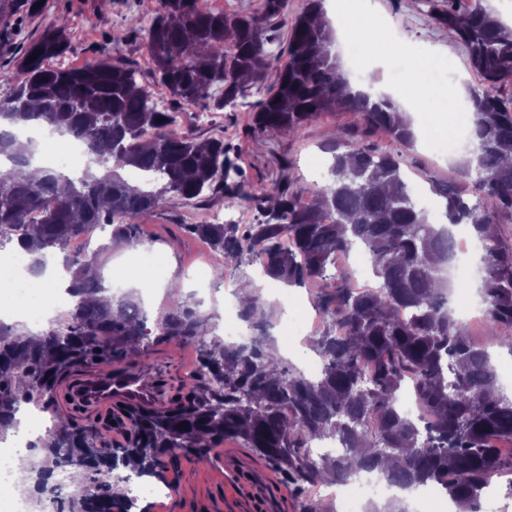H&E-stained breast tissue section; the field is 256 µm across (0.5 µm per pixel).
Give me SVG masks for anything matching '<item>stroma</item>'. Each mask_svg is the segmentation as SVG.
<instances>
[{"label": "stroma", "mask_w": 512, "mask_h": 512, "mask_svg": "<svg viewBox=\"0 0 512 512\" xmlns=\"http://www.w3.org/2000/svg\"><path fill=\"white\" fill-rule=\"evenodd\" d=\"M373 17L377 23L396 29L410 43L429 47L446 55L450 72L462 76L464 86L478 85L480 77L474 70L455 33L447 27L434 24L425 0H371ZM154 0H43L37 13L25 19L22 26L14 24L11 0H0V30L7 31L8 40L0 46V70L12 72L13 58L24 43L59 18L70 22L71 51L68 59L80 65L95 56L108 32L124 29L129 14L151 18ZM266 89L260 85L248 90L247 104L232 110L224 109L212 114L208 123L197 120L196 105L183 103L178 107L179 128L209 136L220 133L235 134L239 147L238 163L252 180L268 184L279 180L281 160H289L288 171L293 189L302 198L321 186L324 179L314 175L311 165L319 160L329 162L330 156L321 149L331 133L350 130L360 124L353 112L326 113L320 119L305 125L298 136L281 135L267 138L250 134L248 113L250 105L262 100ZM403 171L408 180L418 182L424 191H431L437 183L452 180L459 187H467L468 179L458 176L448 161L434 156L430 145L414 144L402 151ZM209 210L188 209L180 205H165L140 230L135 248L121 247L105 257L104 271H111L124 279L134 278L136 272L150 274L144 285L151 293L146 307L149 318L171 305L169 293L172 282H180L182 297L199 304L202 314L211 316L216 327L224 325V293L244 281H254L262 289L263 299L273 305L274 319L271 329L282 356L290 367L306 370L308 362L317 360L310 349L311 332L304 328L306 319L319 315L315 305V291L311 288H286L280 283L257 273L254 264L224 263L225 275L217 283L215 293H204L198 285L201 276L197 265L208 254L205 243L180 233L182 223L208 219ZM199 350L194 345L173 343L150 344L147 363L150 376L173 386L195 371ZM166 496L152 501L151 512H248L253 495L268 490L276 502L275 512H303L305 501L325 504L330 512H363L365 501L340 502L335 495L324 494L322 488L311 489L301 495L286 489L280 476L268 467L253 449L238 442L217 443L207 462L181 455L169 464L165 474Z\"/></svg>", "instance_id": "obj_1"}]
</instances>
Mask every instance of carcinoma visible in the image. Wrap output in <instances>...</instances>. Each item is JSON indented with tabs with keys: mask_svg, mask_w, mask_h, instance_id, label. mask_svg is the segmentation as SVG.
I'll return each mask as SVG.
<instances>
[{
	"mask_svg": "<svg viewBox=\"0 0 512 512\" xmlns=\"http://www.w3.org/2000/svg\"><path fill=\"white\" fill-rule=\"evenodd\" d=\"M456 0L434 10L432 19L457 33L482 78L468 93L474 139L460 161L477 204L449 182L438 186L451 224H470L493 244L483 268L482 302L497 332V345L512 353V239L500 226L512 223V99L499 89L512 84V27L500 13ZM199 0H156L154 16L131 15L127 28L108 36L80 67H49L50 58L70 50L69 24L44 30L15 58L23 79L0 73V121L14 126L37 121L62 136L82 139L91 155L77 180L50 169L25 173L30 144L0 128V248L14 241L31 255L32 274L59 251L76 298L66 318L38 334L0 320V439L18 426L20 402L37 395L45 404L61 400L65 372L94 368L146 367L150 342L194 343L196 373L167 396L160 411L116 405L106 424L126 432L121 445L107 447L66 414L48 438L32 445L43 457L22 486L33 483L36 501L53 512H150L128 497L120 473L164 480L178 454L209 458L227 439L254 449L288 487L346 482L366 469L409 489L436 484L457 512H482L483 493L493 478L512 472V392L498 385L488 347L473 341L467 324L449 306L454 288L446 270L451 233L433 224L414 200L397 152L371 145L381 131L410 145L412 122L387 95L351 89L334 50L335 35L323 19L325 0H308L290 15L288 0H266V12H215ZM132 37L144 42V63L171 101L202 111L244 106L246 88L267 85L255 107L251 130L264 136L297 135L323 112L352 111L360 130L331 137L321 146L331 155L329 182L302 200L287 175L273 185L250 181L231 156L224 135L171 131L177 113L159 111L152 86L121 54ZM154 174L148 187L132 185L125 168ZM253 205V224L205 221L181 225L190 236L232 260L257 262L264 276L303 288L326 279L336 254L359 243L368 251L377 288H355L347 272L332 278L333 293L317 305L331 318L315 338L323 360L312 380L285 368L267 336L261 297L242 309L258 336L229 344L213 334L208 319L189 301L174 302L148 330L147 315L133 294L108 291L102 258L119 244L138 241L139 229L167 200L196 207L224 201V193ZM91 224L110 228L97 253L70 252L68 242ZM409 311L403 317L401 310ZM345 329L340 336L336 327ZM413 384L424 416L409 417L399 406L405 381ZM382 417L377 430L372 415ZM341 439L345 452L309 456L315 439ZM80 472L82 483L62 491L57 471Z\"/></svg>",
	"mask_w": 512,
	"mask_h": 512,
	"instance_id": "1",
	"label": "carcinoma"
}]
</instances>
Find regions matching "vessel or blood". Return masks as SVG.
<instances>
[{"label":"vessel or blood","instance_id":"b4317fda","mask_svg":"<svg viewBox=\"0 0 512 512\" xmlns=\"http://www.w3.org/2000/svg\"><path fill=\"white\" fill-rule=\"evenodd\" d=\"M72 399L87 411H101L119 401L159 405L161 398L149 376L142 372L95 374L71 390Z\"/></svg>","mask_w":512,"mask_h":512}]
</instances>
